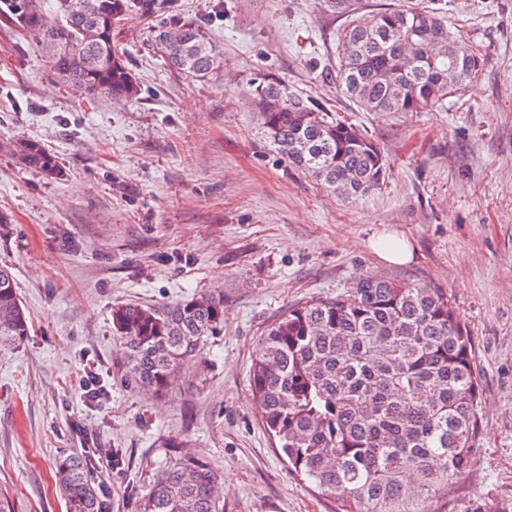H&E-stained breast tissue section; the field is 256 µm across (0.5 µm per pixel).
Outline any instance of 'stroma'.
<instances>
[{
  "mask_svg": "<svg viewBox=\"0 0 512 512\" xmlns=\"http://www.w3.org/2000/svg\"><path fill=\"white\" fill-rule=\"evenodd\" d=\"M131 4L116 39L141 87L133 103L81 92L37 38L0 24V265L30 320L23 346L0 352V489L16 512H66L58 459L98 450L123 454L115 468L95 463L110 512H135L159 471L188 453L217 471L224 512H336L265 432L249 370L289 306L363 274L441 290L471 336L477 462L434 512H512V0H439L461 45L481 49L482 69L443 111L391 113L361 111L343 93L344 19L321 0ZM177 17L214 43L207 77L157 52L155 32ZM264 74L367 131L383 188L350 203L273 152L251 92ZM25 139L61 175L23 165ZM390 230L410 240L413 261L376 255ZM213 288L224 293L221 335L164 394L129 381L113 304L161 307Z\"/></svg>",
  "mask_w": 512,
  "mask_h": 512,
  "instance_id": "stroma-1",
  "label": "stroma"
}]
</instances>
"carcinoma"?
I'll use <instances>...</instances> for the list:
<instances>
[{"instance_id":"carcinoma-1","label":"carcinoma","mask_w":512,"mask_h":512,"mask_svg":"<svg viewBox=\"0 0 512 512\" xmlns=\"http://www.w3.org/2000/svg\"><path fill=\"white\" fill-rule=\"evenodd\" d=\"M345 17L336 77L365 112H432L478 74L482 54L463 49L434 0H399L363 14L361 0H323ZM50 23L42 0H0V15L37 37L55 72L90 95L139 99L140 86L115 38L128 0H58ZM167 64L203 78L215 69L199 24L177 20L156 32ZM261 138L288 164L350 202L382 189L386 168L367 133L331 117L271 76L252 84ZM16 152L27 167L59 175L32 140ZM224 330V295L174 305L112 307V333L129 377L163 393L206 336ZM29 325L14 277L0 266V351L20 347ZM265 430L288 464L338 512H430L476 464L480 383L470 336L440 290L362 275L343 292L288 308L258 341L250 370ZM68 512H108L87 455L56 464ZM216 470L186 456L164 468L137 512H224Z\"/></svg>"}]
</instances>
